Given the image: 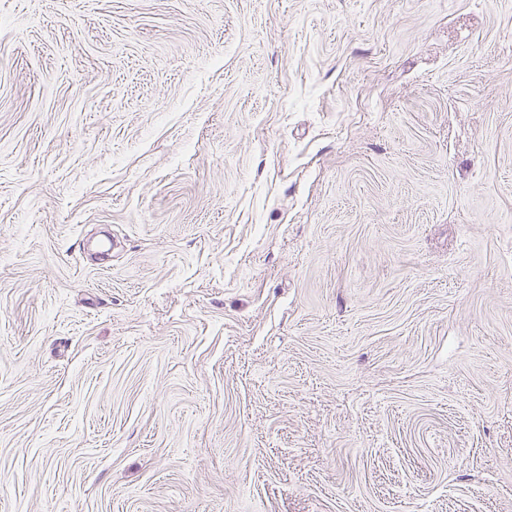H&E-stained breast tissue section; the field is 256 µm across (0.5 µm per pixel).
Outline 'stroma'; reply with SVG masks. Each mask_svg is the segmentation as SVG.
<instances>
[{
  "label": "stroma",
  "mask_w": 512,
  "mask_h": 512,
  "mask_svg": "<svg viewBox=\"0 0 512 512\" xmlns=\"http://www.w3.org/2000/svg\"><path fill=\"white\" fill-rule=\"evenodd\" d=\"M0 512H512V0H0Z\"/></svg>",
  "instance_id": "1"
}]
</instances>
